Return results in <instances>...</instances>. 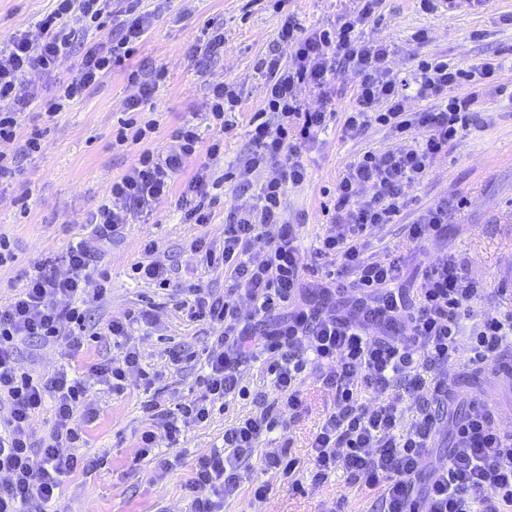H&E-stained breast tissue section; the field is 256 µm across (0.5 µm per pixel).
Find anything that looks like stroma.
<instances>
[{
    "instance_id": "35a3bbf8",
    "label": "stroma",
    "mask_w": 512,
    "mask_h": 512,
    "mask_svg": "<svg viewBox=\"0 0 512 512\" xmlns=\"http://www.w3.org/2000/svg\"><path fill=\"white\" fill-rule=\"evenodd\" d=\"M54 7V0H0V41L16 32L33 31L36 21ZM145 7L154 13L151 28L124 69L107 76L56 117L46 118L34 109L21 123L20 139L42 130L45 151L25 161L19 182L0 192V236L9 238L16 255L14 262L0 267V306L13 300L44 258L62 256L73 243L90 236L86 217L105 199L112 181L126 174L142 149L168 150L175 128L183 122L197 126L203 143L223 138L224 156L216 171L228 179L217 191L210 223L186 224L181 219L177 201L194 174L189 167L176 177L172 196L145 208L101 247L95 268L106 271L110 280L108 293L90 313L98 340L73 358L53 344L23 346L22 364L34 373L48 376L64 365L84 378L85 404L98 413L84 428V442L76 450L78 457L94 461L95 466L66 478L56 512H189L184 483L197 457L222 444L225 426L245 413L248 404L228 400L225 410L214 412L209 422L187 425L176 450V465L163 480L155 481L153 458L141 457L138 448L139 435L149 424L142 403L158 398L188 404L204 390L195 357L203 353L213 329L206 321L190 318L177 302L189 298L194 289L204 295L224 293L223 269L203 264L198 247L222 243L226 210L253 202L254 189L240 187L233 174L255 149L250 120L264 96L259 61L273 51L290 60L291 48L277 40L287 16L312 31L334 23L355 4L353 0H287L280 9L275 0H164L160 5L147 0ZM421 30L427 37L420 42L416 34ZM218 33L224 37L223 48L206 54L207 40ZM366 34L391 44L389 67L396 74L413 75L419 61L429 58L470 68L512 57V0H490L478 12L449 13L424 10L419 0H383ZM149 70L165 73L140 108L142 118L155 120L157 129L144 145H116L112 133L127 118V103L138 93L128 74ZM219 82L236 84L242 91L240 110L232 116L234 127L224 135L209 120L208 86ZM359 82L353 70L337 72L330 103L335 117L328 130L303 149L305 181L285 190V216L299 224L300 243L308 254L334 230L322 211L324 193L335 189L346 165L364 152L381 154L402 144L376 125L354 138L342 136L340 128L355 105ZM482 107L492 115L490 125L461 138L449 147L447 156L433 163L427 177L412 189L396 223L373 229L368 253L376 258L399 253L403 263L398 285L410 289L419 285L427 259L451 255L483 286V308L506 311L512 309V295L501 294L497 272L512 255V104L489 94ZM444 198L456 206L447 231L433 240H409L407 224ZM155 259L172 267V289L133 275L134 264ZM141 311L151 318L131 331L140 362L127 371L124 391L117 394L89 367L120 355L111 336L104 333L106 323ZM305 376L307 406L273 442L274 447L289 448L291 457L303 464L310 453L309 438L324 409L333 403L331 392L313 371ZM457 382L470 398L512 408L510 384L488 382L482 372L468 367ZM248 476L266 477L272 488L269 500L254 504L244 488L225 502L224 512H330L340 498L346 512L375 510L374 493L347 483L340 474L305 495L293 491L289 477L264 476L260 464H252Z\"/></svg>"
}]
</instances>
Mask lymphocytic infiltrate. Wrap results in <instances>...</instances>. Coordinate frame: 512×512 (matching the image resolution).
Listing matches in <instances>:
<instances>
[{
    "instance_id": "obj_1",
    "label": "lymphocytic infiltrate",
    "mask_w": 512,
    "mask_h": 512,
    "mask_svg": "<svg viewBox=\"0 0 512 512\" xmlns=\"http://www.w3.org/2000/svg\"><path fill=\"white\" fill-rule=\"evenodd\" d=\"M52 12L37 24V35L13 33L0 42V143L13 142L20 121L33 104L55 116L102 78L124 65L147 34L151 13L141 0H55ZM378 0H358L354 10L329 27L303 33L286 19L278 37L291 44L292 62L279 57L260 61L265 74V106L255 112L252 138L256 151L245 172H262L256 201L230 208L224 243L205 251L207 266H220L230 287L224 296L196 295L189 313L213 325L214 339L203 368L205 391L189 404L167 408L157 400L143 404L151 425L140 435L142 447L157 445L164 429L176 447L181 427L210 420L215 400L252 397L254 408L224 430L223 445L198 458L185 488L192 492L190 512H223L236 497L253 458L263 472L292 474L296 460L285 451L260 452L263 437L296 417L306 401L302 389L307 367L322 369L321 383L334 393L310 442L309 463L295 492L326 484L343 472L351 484L377 493L380 512H512V434L497 427L479 405L454 424L455 445L444 463L433 464L438 413L458 396L448 364L467 350L469 366L486 369L512 340V310L489 312L480 302L483 290L468 270L448 255L429 261L415 293L397 287L399 259L388 254L366 256L371 229L393 223L408 204V191L447 155L448 145L464 132L487 127V113L475 111L474 80L507 94L500 82L503 61L493 59L464 69L445 62H421L416 82L395 78L388 66L390 44L363 36ZM119 38L103 39L110 25ZM83 45L80 62L70 76L45 96L38 78L56 77L60 67ZM361 76L356 105L341 131L352 137L368 125L388 127L406 138L422 129L414 143L377 155L363 154L348 165L336 184L332 221L338 232L326 236L308 262L298 244L295 225L284 217L287 184L306 178L301 161L305 144L323 130L330 114L307 108L299 90L310 86L327 100L328 85L339 63ZM441 97L435 109L410 111L408 96ZM276 113V126L264 122ZM168 153L142 152L135 166L110 186V199L91 211V236L72 246L64 260L68 275L42 265L7 307H0V405L9 416L0 423V512H43L56 503L62 479L77 470L71 449L80 438L77 405L84 382L61 368L37 378L19 365L18 345L26 341L59 342L69 354L84 347L88 306L102 300L106 278H92L100 242L127 224L145 205L167 199L174 177L199 154H206L179 198L189 224H206L214 202L212 164L220 143L202 146L195 125L174 133ZM371 186L370 199L358 190ZM277 225L263 258L252 255L265 227ZM324 273L316 287L307 277ZM269 357L268 392L250 395L242 384L244 364ZM54 420L46 439L34 443L29 423L45 404ZM208 495H198V488Z\"/></svg>"
}]
</instances>
